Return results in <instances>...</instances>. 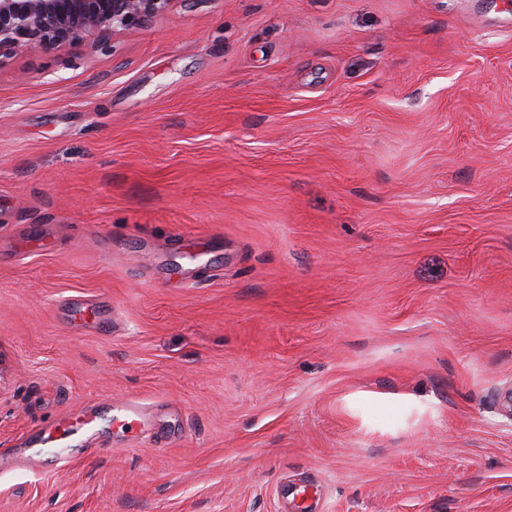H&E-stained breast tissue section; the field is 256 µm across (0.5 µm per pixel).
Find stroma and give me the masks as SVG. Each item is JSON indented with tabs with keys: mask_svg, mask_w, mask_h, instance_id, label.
Returning a JSON list of instances; mask_svg holds the SVG:
<instances>
[{
	"mask_svg": "<svg viewBox=\"0 0 512 512\" xmlns=\"http://www.w3.org/2000/svg\"><path fill=\"white\" fill-rule=\"evenodd\" d=\"M512 0H201L0 60V512H512ZM144 410L68 464L33 429ZM112 411H116L117 414L111 415L110 421L118 424L121 430L127 434V437L130 439L135 438L141 430L140 418L142 410L140 405L136 401L127 400L118 407L113 408V410L112 405H110L108 407V413H111Z\"/></svg>",
	"mask_w": 512,
	"mask_h": 512,
	"instance_id": "1",
	"label": "stroma"
}]
</instances>
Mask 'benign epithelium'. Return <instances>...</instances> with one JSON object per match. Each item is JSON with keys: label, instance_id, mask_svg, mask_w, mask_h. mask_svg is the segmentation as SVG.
<instances>
[{"label": "benign epithelium", "instance_id": "obj_1", "mask_svg": "<svg viewBox=\"0 0 512 512\" xmlns=\"http://www.w3.org/2000/svg\"><path fill=\"white\" fill-rule=\"evenodd\" d=\"M181 0H0V58L109 36L170 13Z\"/></svg>", "mask_w": 512, "mask_h": 512}]
</instances>
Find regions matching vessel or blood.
<instances>
[{
    "instance_id": "b4317fda",
    "label": "vessel or blood",
    "mask_w": 512,
    "mask_h": 512,
    "mask_svg": "<svg viewBox=\"0 0 512 512\" xmlns=\"http://www.w3.org/2000/svg\"><path fill=\"white\" fill-rule=\"evenodd\" d=\"M142 410L140 405L133 400L124 401L116 409L112 417L113 423L118 424L121 430L128 437H136L140 430V418ZM96 417L93 411H86L82 419L75 424L65 421L59 422L54 428L39 429L30 432L25 442L30 450L26 458L27 463H40L49 460L51 448H58V461L64 462L74 457L77 447H79L80 437H93L95 430Z\"/></svg>"
}]
</instances>
